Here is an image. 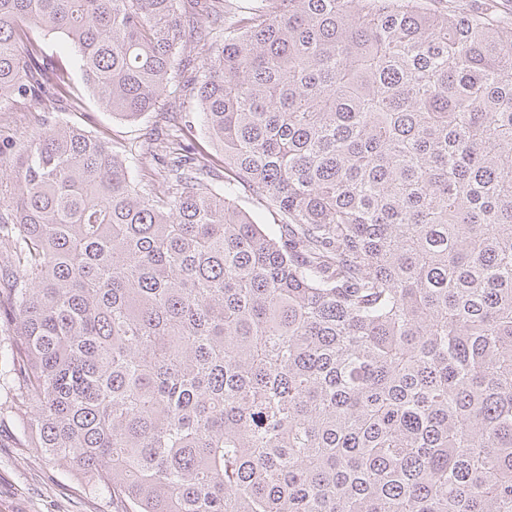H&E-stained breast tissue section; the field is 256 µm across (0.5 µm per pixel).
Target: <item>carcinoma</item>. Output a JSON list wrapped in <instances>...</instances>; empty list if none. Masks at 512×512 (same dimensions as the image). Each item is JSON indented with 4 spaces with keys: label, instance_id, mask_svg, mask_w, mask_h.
Masks as SVG:
<instances>
[{
    "label": "carcinoma",
    "instance_id": "carcinoma-1",
    "mask_svg": "<svg viewBox=\"0 0 512 512\" xmlns=\"http://www.w3.org/2000/svg\"><path fill=\"white\" fill-rule=\"evenodd\" d=\"M494 0H0V106L205 135L0 144L19 440L119 512H512V28ZM273 216L260 224L241 203ZM44 44L46 52L53 55L54 59H58L70 72L73 82L80 86L79 71L71 48L65 47L60 39L51 36L44 39ZM177 79L181 80V77L178 75L168 91L161 96L156 111L146 113L134 123L112 118L109 112L98 105L93 95L83 89L81 90L82 103L79 108H69L65 112H54L49 116L47 115L46 119L50 123L63 122L88 131L100 132L116 145L125 146L126 149H130L132 146L134 149L135 145L150 137L153 139L169 138L167 134L171 133L172 117L181 124L184 120L182 118L186 115V120H191L193 127L192 132L186 135V141L209 153L216 168L219 169L220 176L224 175V157L201 132L200 122L196 116L195 100L190 97L185 98L179 92V88L176 89L179 84ZM163 112L177 113L163 114Z\"/></svg>",
    "mask_w": 512,
    "mask_h": 512
}]
</instances>
